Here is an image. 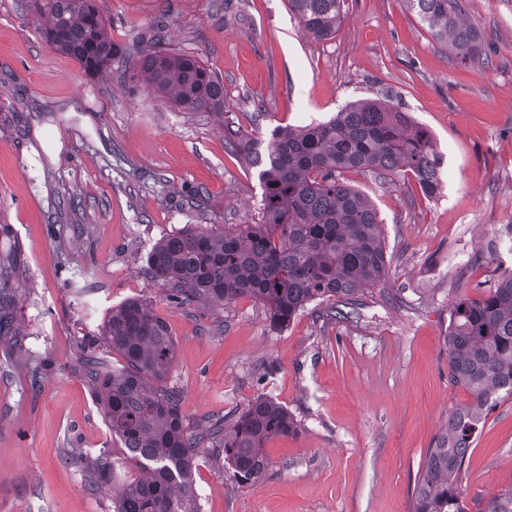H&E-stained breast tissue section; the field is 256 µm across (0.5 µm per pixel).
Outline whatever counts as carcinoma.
Masks as SVG:
<instances>
[{
  "instance_id": "obj_1",
  "label": "carcinoma",
  "mask_w": 512,
  "mask_h": 512,
  "mask_svg": "<svg viewBox=\"0 0 512 512\" xmlns=\"http://www.w3.org/2000/svg\"><path fill=\"white\" fill-rule=\"evenodd\" d=\"M344 0H288V11L315 40L336 35ZM440 44L463 59L481 41L463 18L458 0H405ZM45 20L50 45L91 75L115 68L119 76L143 81L184 112L224 115V81L196 55L178 50L155 28L118 50L107 35L95 0H29ZM231 151L255 163L252 140L224 125ZM269 164L260 172L261 219L224 232L186 228L157 242L147 274L170 296L263 304L270 326L282 330L312 302H330L323 315L337 322L360 319L365 292L385 277L387 260L375 209L347 184V171L380 175L404 170L423 195L440 192L439 155L430 131L381 100H360L322 122L273 131ZM17 290L0 266V333L10 326L7 309ZM105 340L120 354L117 367L94 352L83 370L103 416L123 447L136 448L144 474L125 482L115 512H199L193 484L194 449L206 448L241 483L260 477L269 465L264 444L296 432L281 404L258 397L229 426L218 420L193 436L172 393L160 386L174 357L167 324L147 303L130 299L112 308ZM448 378L467 389L473 405L448 419L427 450L412 494L413 512H467L459 483L481 416L512 398V275L480 299H459L448 309ZM95 481L116 480L110 454L94 458ZM484 512H512V489L487 502Z\"/></svg>"
}]
</instances>
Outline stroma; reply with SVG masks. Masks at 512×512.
Segmentation results:
<instances>
[{
	"mask_svg": "<svg viewBox=\"0 0 512 512\" xmlns=\"http://www.w3.org/2000/svg\"><path fill=\"white\" fill-rule=\"evenodd\" d=\"M117 48L164 28L224 80V115L184 112L118 73L92 76L43 38L25 0H0V247L18 285L16 341L0 336V512H114L90 463L112 435L80 367L108 362L106 315L147 300L175 343L164 380L189 433L232 421L257 396L287 407L295 433L269 440L267 471L238 483L195 451L200 512H412L428 448L470 392L448 379V307L512 273V0H460L482 40L464 60L402 0H345L318 41L287 0H96ZM388 99L434 136L441 190L411 174L347 173L376 210L389 261L359 322L308 305L283 330L265 307L170 298L145 273L152 246L191 227L253 223L261 184L224 128L267 143L273 128ZM201 209H189L192 198ZM401 292L405 303L386 302ZM469 512L512 489V400L488 412L460 475Z\"/></svg>",
	"mask_w": 512,
	"mask_h": 512,
	"instance_id": "35a3bbf8",
	"label": "stroma"
}]
</instances>
